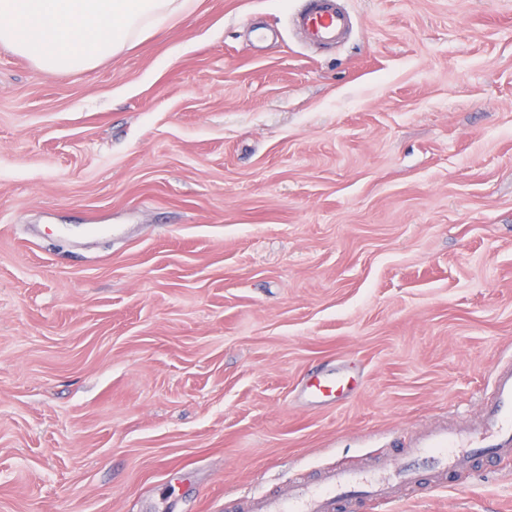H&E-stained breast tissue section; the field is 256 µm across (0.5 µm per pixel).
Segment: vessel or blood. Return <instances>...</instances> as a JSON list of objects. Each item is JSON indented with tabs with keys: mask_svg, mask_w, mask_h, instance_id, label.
Listing matches in <instances>:
<instances>
[{
	"mask_svg": "<svg viewBox=\"0 0 512 512\" xmlns=\"http://www.w3.org/2000/svg\"><path fill=\"white\" fill-rule=\"evenodd\" d=\"M340 0H305L291 18L306 41L328 45L339 40L348 27ZM357 387L349 370L308 375L297 388L304 405L321 407L336 403ZM409 457L430 464L435 473L466 471L475 459L497 465L512 461V359L498 363L481 418L465 425L429 427L414 435L406 450ZM420 482L419 470L382 468L355 470L333 467L313 480L295 479L275 491L258 490L237 504V512H337L340 500H350L361 512H375Z\"/></svg>",
	"mask_w": 512,
	"mask_h": 512,
	"instance_id": "obj_1",
	"label": "vessel or blood"
}]
</instances>
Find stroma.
Wrapping results in <instances>:
<instances>
[{"instance_id": "obj_1", "label": "stroma", "mask_w": 512, "mask_h": 512, "mask_svg": "<svg viewBox=\"0 0 512 512\" xmlns=\"http://www.w3.org/2000/svg\"><path fill=\"white\" fill-rule=\"evenodd\" d=\"M300 5L195 0L72 74L0 46V512H225L480 414L512 356V0H344L326 51ZM347 364L355 393L296 401ZM381 512H512V467Z\"/></svg>"}]
</instances>
